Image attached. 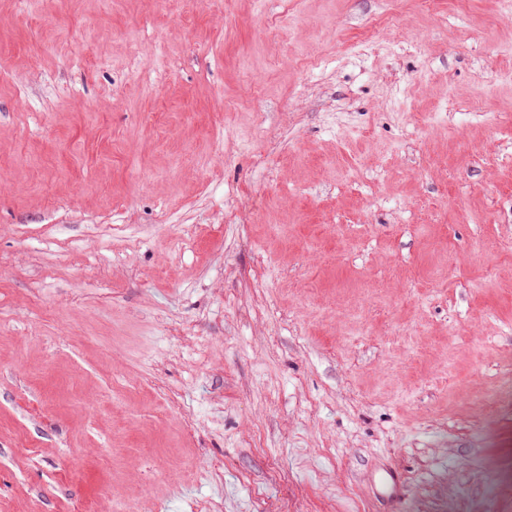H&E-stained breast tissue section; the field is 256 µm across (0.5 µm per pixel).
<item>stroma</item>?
<instances>
[{
    "label": "stroma",
    "mask_w": 512,
    "mask_h": 512,
    "mask_svg": "<svg viewBox=\"0 0 512 512\" xmlns=\"http://www.w3.org/2000/svg\"><path fill=\"white\" fill-rule=\"evenodd\" d=\"M127 501L512 512L502 0H0V512Z\"/></svg>",
    "instance_id": "obj_1"
}]
</instances>
